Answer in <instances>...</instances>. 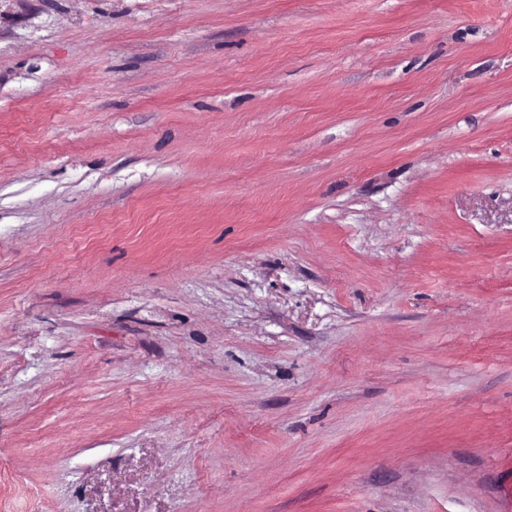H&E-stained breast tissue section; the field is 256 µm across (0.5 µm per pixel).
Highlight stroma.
<instances>
[{"instance_id":"obj_1","label":"stroma","mask_w":512,"mask_h":512,"mask_svg":"<svg viewBox=\"0 0 512 512\" xmlns=\"http://www.w3.org/2000/svg\"><path fill=\"white\" fill-rule=\"evenodd\" d=\"M512 512V0H0V512Z\"/></svg>"}]
</instances>
